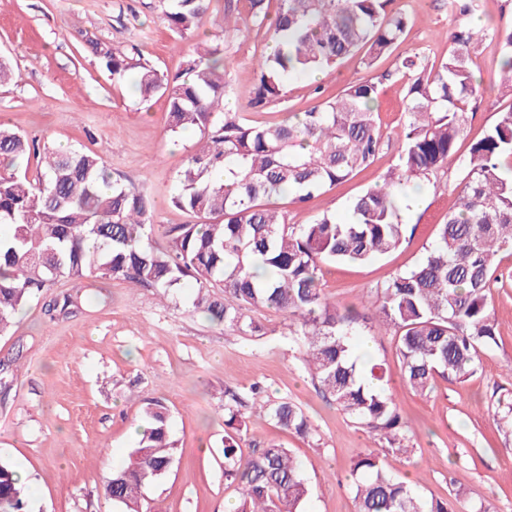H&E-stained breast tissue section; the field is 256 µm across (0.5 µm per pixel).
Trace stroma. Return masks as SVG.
Listing matches in <instances>:
<instances>
[{
    "instance_id": "stroma-1",
    "label": "stroma",
    "mask_w": 512,
    "mask_h": 512,
    "mask_svg": "<svg viewBox=\"0 0 512 512\" xmlns=\"http://www.w3.org/2000/svg\"><path fill=\"white\" fill-rule=\"evenodd\" d=\"M224 6L225 0H210L197 35L181 38L163 23L159 0H0V58L18 74L0 87V123L30 137L49 135L58 149L101 154L113 177L146 194L153 237L161 243L168 227L194 220L171 198L200 135L171 133L166 97L145 99L130 81L114 80L93 43L175 76L197 42L223 39L228 109L252 124L282 120L370 80L378 85L383 139L375 162L310 203L287 207L292 224L313 223L326 211L347 221L352 199L398 161L407 85L393 75L397 55L416 52L439 64L448 56V33L464 18L449 14L448 0H395L412 23L394 55L370 67L354 55L319 78L292 79L282 100L257 110L250 106L254 61L272 31L249 22L225 29ZM501 54L490 37L472 50L471 68L482 86L458 153L444 167L443 186H424L420 207L406 211L403 243L364 264L324 266L329 298L344 306L373 300L377 285L424 258L454 207L461 155L512 109V90L497 79ZM498 261L489 296L497 343L483 351L476 373L464 382L436 377L423 395L396 374L388 385L406 421L409 451L384 453L385 468L429 497L458 490L460 512L483 505L512 512V435L500 427L502 405L512 400V255L501 253ZM66 295L75 301L70 313L49 316V302ZM192 300L189 284L163 298L119 278L64 276L31 297L0 335V458L37 488L28 499L31 512H120L105 495L110 460H127L136 444L133 429L151 401L169 410L177 461L143 489L145 512H230L239 495L224 480V393L244 396L256 383L266 398L301 407L315 432L304 439L255 413L249 441L280 444L300 461L311 486L304 512H355L350 469L375 441L322 396L300 348L288 340L287 319L256 311L263 335L241 336L196 311Z\"/></svg>"
}]
</instances>
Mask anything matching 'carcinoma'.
Instances as JSON below:
<instances>
[{
	"label": "carcinoma",
	"instance_id": "obj_1",
	"mask_svg": "<svg viewBox=\"0 0 512 512\" xmlns=\"http://www.w3.org/2000/svg\"><path fill=\"white\" fill-rule=\"evenodd\" d=\"M241 1L253 23L269 21L273 30L269 51L255 64L254 108L281 100L291 78L332 69L360 50L373 66L410 23L391 8L394 0H278L272 19L269 0H227L224 26ZM209 3L160 0L167 28L180 36L201 26ZM448 10L469 18L481 12V0H448ZM486 32L469 25L450 32L448 58L437 67L417 53L398 56L395 73L407 93L396 167L352 200L349 221L323 213L311 224L288 223L280 204L307 203L373 163L382 148L376 83H353L310 110L253 125L226 111L223 43H198L185 75L171 78L93 44L113 79L131 75L143 95L167 96L171 132L200 131L172 203L205 221L169 228L159 245L145 195L112 178L100 155L61 151L0 127V335L20 306L59 276L123 278L165 293L191 280L195 309L243 336L263 335L250 312L281 313L323 396L386 451L411 452L387 391L389 369L360 359L355 339L373 323L391 332L401 377L419 393L437 375L464 380L476 372L481 352L495 342L488 296L498 280L496 259L512 249V109L462 159L455 210L425 258L384 281L363 312L330 300L320 274L326 263H365L400 246L409 188L438 180L457 153L479 86L470 51ZM491 35L502 46L500 78L512 89V27ZM260 410L290 433L311 434L306 413L286 399L265 401ZM248 423L241 399L224 401V479L240 490L236 512H300L310 495L300 462L275 443L244 454ZM142 424L141 439L106 487L124 512H141L142 489L176 462L167 408L147 403ZM350 476L356 512H458L453 499L428 498L388 472L376 450L360 454ZM24 489L15 468L0 460V512H27Z\"/></svg>",
	"mask_w": 512,
	"mask_h": 512
}]
</instances>
